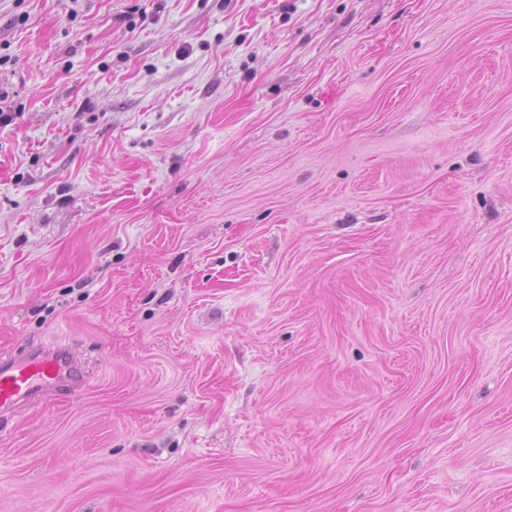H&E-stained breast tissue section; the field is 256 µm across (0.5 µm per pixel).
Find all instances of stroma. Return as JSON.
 I'll use <instances>...</instances> for the list:
<instances>
[{"label":"stroma","mask_w":512,"mask_h":512,"mask_svg":"<svg viewBox=\"0 0 512 512\" xmlns=\"http://www.w3.org/2000/svg\"><path fill=\"white\" fill-rule=\"evenodd\" d=\"M0 512H512V0H0ZM75 367L68 350L54 349L22 356H0V413H10L34 402H45L70 386Z\"/></svg>","instance_id":"35a3bbf8"}]
</instances>
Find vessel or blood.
<instances>
[{
    "instance_id": "1",
    "label": "vessel or blood",
    "mask_w": 512,
    "mask_h": 512,
    "mask_svg": "<svg viewBox=\"0 0 512 512\" xmlns=\"http://www.w3.org/2000/svg\"><path fill=\"white\" fill-rule=\"evenodd\" d=\"M75 367L68 350L59 346L22 356H0V413L45 402L72 383Z\"/></svg>"
}]
</instances>
